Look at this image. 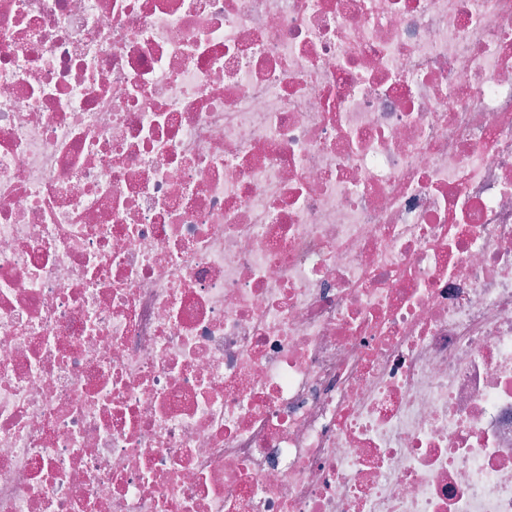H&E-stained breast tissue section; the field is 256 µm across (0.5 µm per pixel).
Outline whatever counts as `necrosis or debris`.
I'll use <instances>...</instances> for the list:
<instances>
[{"label":"necrosis or debris","instance_id":"4bbe7bcc","mask_svg":"<svg viewBox=\"0 0 512 512\" xmlns=\"http://www.w3.org/2000/svg\"><path fill=\"white\" fill-rule=\"evenodd\" d=\"M0 512H512V0H0Z\"/></svg>","mask_w":512,"mask_h":512}]
</instances>
